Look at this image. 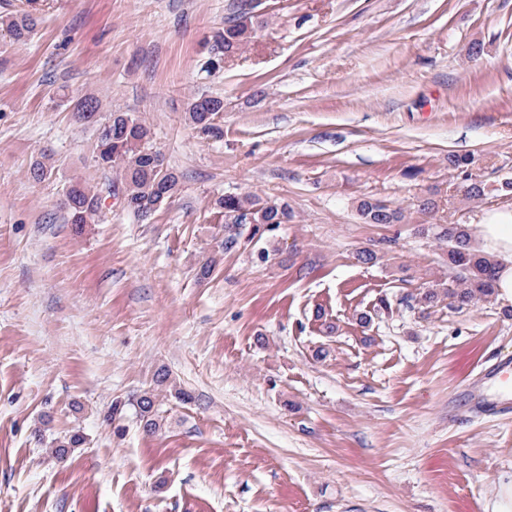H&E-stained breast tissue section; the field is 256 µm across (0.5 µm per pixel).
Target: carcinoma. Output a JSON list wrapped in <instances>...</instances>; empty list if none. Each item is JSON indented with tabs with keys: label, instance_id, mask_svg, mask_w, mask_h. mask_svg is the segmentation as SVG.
<instances>
[{
	"label": "carcinoma",
	"instance_id": "cac0c4a2",
	"mask_svg": "<svg viewBox=\"0 0 512 512\" xmlns=\"http://www.w3.org/2000/svg\"><path fill=\"white\" fill-rule=\"evenodd\" d=\"M232 7L238 11L234 18L224 22V27L212 35L207 70H215L220 64L235 58L255 37L260 15ZM5 28L17 42L26 41L37 26V18L28 12L0 17ZM100 104L91 94L84 95L77 107V116L88 123L96 122ZM188 120L205 131L216 130L215 120L224 112V101L214 97H195L189 102ZM150 130L146 124L130 112H114L107 122L98 128L94 151L99 169L112 175L110 185L128 201V210L140 218H147L164 206L175 195L178 176L168 167L162 153L149 145ZM49 156L35 161L29 170L30 178L43 181L53 174L54 166L47 163ZM449 165L463 175L462 192L467 199H480L485 194L482 182L472 179L468 171L470 160L466 156L453 155ZM63 208L70 224H91L103 212L102 197L79 179L70 180L62 192ZM218 213L232 220L224 249L234 248L239 238L261 244L276 235L280 226L290 218L288 206L264 199L257 194L226 193L215 200ZM359 218L365 224H400L404 219L401 209L382 201L363 200L357 206ZM421 233L432 234L441 242L448 243V268L454 271L448 286L426 288L414 297L421 312L435 307L441 298H448V306L462 309L481 297L493 294L496 262L472 248L471 237L460 224L422 225ZM136 415L148 433L162 428V417L151 393H144L136 403Z\"/></svg>",
	"mask_w": 512,
	"mask_h": 512
}]
</instances>
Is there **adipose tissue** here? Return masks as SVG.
I'll return each instance as SVG.
<instances>
[{"label": "adipose tissue", "mask_w": 512, "mask_h": 512, "mask_svg": "<svg viewBox=\"0 0 512 512\" xmlns=\"http://www.w3.org/2000/svg\"><path fill=\"white\" fill-rule=\"evenodd\" d=\"M474 234L481 251L498 262L494 286L499 297L512 300V210L488 212Z\"/></svg>", "instance_id": "adipose-tissue-1"}]
</instances>
